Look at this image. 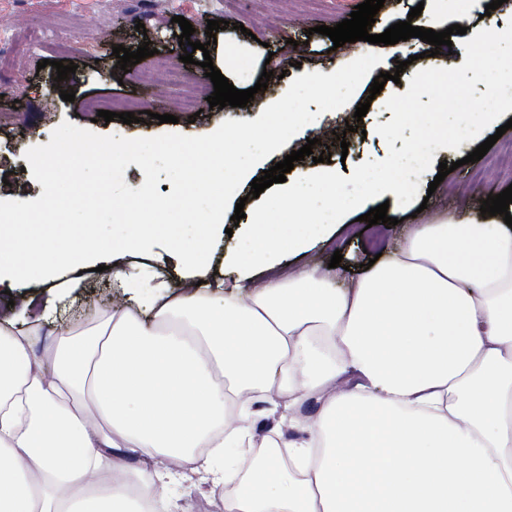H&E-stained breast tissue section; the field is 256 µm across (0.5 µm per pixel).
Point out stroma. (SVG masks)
I'll return each instance as SVG.
<instances>
[{
    "mask_svg": "<svg viewBox=\"0 0 512 512\" xmlns=\"http://www.w3.org/2000/svg\"><path fill=\"white\" fill-rule=\"evenodd\" d=\"M361 0H0V18L9 20L6 33L0 35V161L10 175L0 182V204L8 205L15 194L34 200L41 196L43 187L31 172L26 171L27 149L49 142L53 130L63 121L102 135L122 131L128 138L155 137L167 132L186 136L206 135L227 119L254 120L263 109L279 100L291 81L302 74L319 71L332 73L354 59L359 53L353 44L333 47L329 37L318 34L317 26H334L350 18ZM490 0H385L375 16L372 33L380 34L392 24L406 20L411 8L421 7L422 27L442 31L458 24L466 27V34H455L450 45L431 55L430 44L417 38L402 42L400 48L373 45L372 50L382 57L381 64L370 71L371 76L394 72L396 61L406 62L398 82H387L377 95H370L369 82H362L351 104L342 109L321 114L319 142L314 155L330 153L329 170L354 169L365 160H381L388 154L385 141L376 133V124L391 120L385 109L388 98L405 93L409 80L421 69L430 67H457L465 58L462 42L465 36L491 28L504 30L512 20V0H504L496 10H489ZM185 17L193 25L194 39L208 43V51H195L194 63H181L182 47L177 38L181 28L178 17ZM229 21V28L217 30L216 44H209L205 29L211 20ZM144 24V31H136V24ZM116 32L123 46L135 49L144 41H151L159 58L177 63L185 78L177 86L144 85L139 77L140 65L128 70L118 69L112 45L99 42L95 50L86 51L83 40L98 33ZM211 55L214 66L240 90L254 88L263 69L274 76L267 89L258 91L246 107L206 109L197 118H190L188 109L180 100L187 92L204 99L214 90L200 62ZM74 63L76 71L64 84L74 90V101H57L46 107L44 97L56 89V63ZM247 64L249 78H242L240 64ZM396 72V71H395ZM133 101L139 110L151 111L146 121L131 125L120 120L105 122L98 111L111 104ZM369 103L370 108L355 132L347 131L357 103ZM163 114L174 115L171 123H159ZM345 133V140H337V133ZM470 141L459 150L446 149L435 155V162L453 163L455 169L437 189L434 172L424 173L420 179L419 197L427 207L423 219L434 223L448 219L480 217L481 199L496 195L512 185V153L493 145L478 162L468 163V153L477 148ZM410 214H403L397 225L367 226L356 212L342 213L332 225L330 243L313 245L308 257L320 268L326 269L338 286L344 287L362 275L363 267L375 255H387L404 241V229L410 223ZM341 252L340 267H330L334 252ZM58 281H78L79 287L70 298L61 303L59 323L73 320L75 313L91 319L99 312L125 305L123 288L112 283L106 273L89 271L83 258L57 272Z\"/></svg>",
    "mask_w": 512,
    "mask_h": 512,
    "instance_id": "35a3bbf8",
    "label": "stroma"
}]
</instances>
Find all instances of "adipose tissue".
<instances>
[{
	"mask_svg": "<svg viewBox=\"0 0 512 512\" xmlns=\"http://www.w3.org/2000/svg\"><path fill=\"white\" fill-rule=\"evenodd\" d=\"M315 116L270 130L215 133L246 163L215 162L208 181L234 188L284 138L316 134ZM309 172L260 207L231 254L235 276L204 283L207 236L178 245L177 283L148 263L151 221L109 241L81 239L128 305L30 347L57 313L23 300L0 309V512H179L197 480L217 512H512V228L504 220L414 224L404 243L350 287L282 253L326 240L325 224H275L305 210ZM347 206L410 196L387 173ZM35 236L0 238V293L30 263L52 278ZM274 430L256 433L257 401ZM316 416L299 414L307 401Z\"/></svg>",
	"mask_w": 512,
	"mask_h": 512,
	"instance_id": "obj_1",
	"label": "adipose tissue"
}]
</instances>
